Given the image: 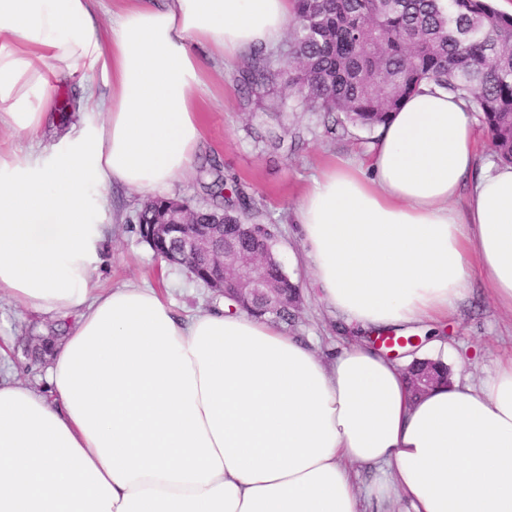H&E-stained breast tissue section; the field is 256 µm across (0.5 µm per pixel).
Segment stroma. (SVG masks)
Instances as JSON below:
<instances>
[{"label": "stroma", "mask_w": 512, "mask_h": 512, "mask_svg": "<svg viewBox=\"0 0 512 512\" xmlns=\"http://www.w3.org/2000/svg\"><path fill=\"white\" fill-rule=\"evenodd\" d=\"M281 51L278 44L264 50L274 73L261 95L242 89V64L228 68L218 56H206L203 139L197 159L215 165L227 185L243 188L255 222L276 225L279 258L302 291L298 314L288 323L287 331L312 339L326 352L348 346L355 337L334 329L317 301L310 271L298 261L301 247L293 234L292 212L314 178L332 163L366 160L376 134L352 127L335 137L325 136L321 114L304 109L280 77ZM104 118L98 111H75L69 119L44 128L33 141L4 129L0 131V150L22 155L33 147L48 149L65 131ZM271 132L280 136L279 148L264 143V135ZM105 194L109 206L103 221L110 226L111 240L102 265L93 273L95 287L147 284L161 290L179 311L189 315L221 304L220 296L186 269L156 257L140 238L137 215L146 200L144 194L116 184ZM469 288L468 295L436 329L418 327L414 334L422 337L436 332L448 345L452 372L476 385L492 374L497 361L512 356V313L493 303L481 273H473ZM66 332L60 321L26 312L1 299L0 347L5 353L0 356V372L21 381H38L49 363L41 343L61 340Z\"/></svg>", "instance_id": "35a3bbf8"}]
</instances>
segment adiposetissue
Instances as JSON below:
<instances>
[{"instance_id": "ef3b65f1", "label": "adipose tissue", "mask_w": 512, "mask_h": 512, "mask_svg": "<svg viewBox=\"0 0 512 512\" xmlns=\"http://www.w3.org/2000/svg\"><path fill=\"white\" fill-rule=\"evenodd\" d=\"M294 7L128 0L107 31L94 0H0V128L37 136L76 71L106 88L86 98L104 121L0 153V298L72 322L42 383L0 378V512H512V358L415 398L367 342L327 360L264 317L91 285L106 187L160 195L193 169L199 49L232 65L276 44ZM293 216L317 299L348 329L445 318L476 270L512 312V165L480 163L448 92L406 98L368 166L328 167ZM361 466L380 473L367 490Z\"/></svg>"}]
</instances>
